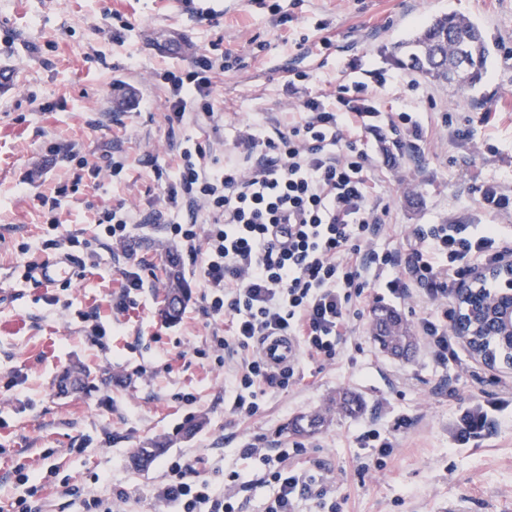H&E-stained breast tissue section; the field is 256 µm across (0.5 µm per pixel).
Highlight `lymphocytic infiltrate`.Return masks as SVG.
<instances>
[{
	"mask_svg": "<svg viewBox=\"0 0 512 512\" xmlns=\"http://www.w3.org/2000/svg\"><path fill=\"white\" fill-rule=\"evenodd\" d=\"M210 56L195 58L192 70L167 72L169 124H183L188 112L212 117ZM364 83L341 86L337 108L308 99L301 121L277 137L256 139L258 153L246 163L209 164L200 145L183 147L173 179L156 203V216H167L166 229L191 259L200 263L201 312L226 322L212 334L209 347L234 355L229 412L250 418L267 392L287 389L295 364L270 368L259 349L266 336L293 339L299 355L335 361L353 320L368 300V289L403 298L408 286L426 298L449 299L456 282L473 269L495 264L504 252L497 224H433L421 246L407 254L381 249L385 226L370 202L364 176L368 155L351 131L365 114L359 101ZM206 213L207 227L196 222ZM403 265L405 276L392 275ZM451 309L421 318L418 330L433 359L455 363L459 354L447 321ZM501 402L462 408L453 440L477 445L493 434ZM241 453L258 458L275 485L266 512H296L299 501L325 500L323 479L289 464L288 450L263 453L246 444ZM163 479L152 490L162 512H236L233 500L241 485L237 472L223 482L200 477L187 460L163 463Z\"/></svg>",
	"mask_w": 512,
	"mask_h": 512,
	"instance_id": "obj_1",
	"label": "lymphocytic infiltrate"
}]
</instances>
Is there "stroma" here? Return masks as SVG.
Masks as SVG:
<instances>
[{
    "label": "stroma",
    "mask_w": 512,
    "mask_h": 512,
    "mask_svg": "<svg viewBox=\"0 0 512 512\" xmlns=\"http://www.w3.org/2000/svg\"><path fill=\"white\" fill-rule=\"evenodd\" d=\"M209 5L218 24L199 19L187 0H0V69L15 75L0 85V512L26 492L14 479L19 463L41 477L57 470L82 492L111 500L112 512H157L150 490L162 469L137 471L129 457L162 436L165 456L190 458L201 477L214 478L218 467L241 475L237 512H265L272 495L259 460L240 453L250 442L272 455L292 449L294 465L326 479L339 512H512V407L483 444L452 445L460 408L512 397L511 372L486 367L461 340V367L437 364L417 329L427 306L384 295L380 304L407 321L410 358L380 350L365 311L334 362L300 361L295 385L267 393L256 416L236 418L224 366L192 353L216 326L200 311L198 266L153 216L186 142L201 144L217 165L244 162L254 136L299 121L300 102H334L340 86L361 81L373 112L357 136L369 154L371 201L390 226L383 246L405 251L429 225L456 221L512 231V215L484 212L476 192L493 181L512 189V0ZM448 12L477 22L491 46L476 87L431 83L383 58V46ZM214 46L232 65L213 76V118L191 115L170 127L162 73L190 69ZM401 112L416 113L419 141L397 126ZM458 129L469 139L456 138ZM385 138L399 144L394 159L380 151ZM53 145L64 155L56 164L46 155ZM71 150L76 160H67ZM113 157L126 162L115 177L104 169ZM63 184L70 192L61 206L42 207L40 196ZM117 204L139 218L129 257L98 223L104 207ZM62 234L77 235L94 265L67 284L26 281L29 265L57 257L45 242ZM168 249L189 288L174 323L161 316ZM126 269L140 273L145 290L117 319L111 300ZM75 366L90 370L88 388L61 391L60 376ZM345 390L362 396L359 415L338 411ZM304 415L325 423L294 434L291 423ZM397 415L411 426L394 428ZM189 418L204 425L185 439L179 429ZM372 424L394 448L382 468L359 440ZM46 448L53 454L45 459Z\"/></svg>",
    "instance_id": "35a3bbf8"
}]
</instances>
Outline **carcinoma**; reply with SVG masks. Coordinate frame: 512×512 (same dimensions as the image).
<instances>
[{"label": "carcinoma", "mask_w": 512, "mask_h": 512, "mask_svg": "<svg viewBox=\"0 0 512 512\" xmlns=\"http://www.w3.org/2000/svg\"><path fill=\"white\" fill-rule=\"evenodd\" d=\"M490 47L481 28L470 18L454 14L434 17L428 24L403 41L391 46L393 64L413 70L435 82L477 84L486 68ZM165 300L163 316L169 322L178 320L188 297L180 262L171 257L164 268ZM480 309L462 316L471 332L473 345L493 360L507 354L506 341L484 330L479 319ZM373 338L381 349L393 356L406 357L412 336L403 317L396 310L382 306L374 311ZM88 375L83 371L69 372L60 380L62 390L83 389ZM167 447V441L158 439L149 448H138L130 457V465L138 471L148 470Z\"/></svg>", "instance_id": "cac0c4a2"}]
</instances>
